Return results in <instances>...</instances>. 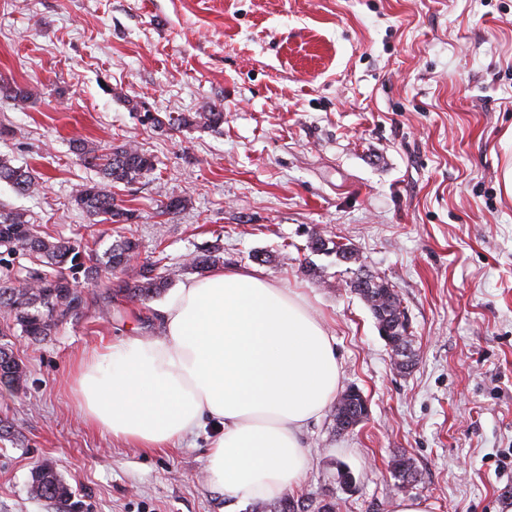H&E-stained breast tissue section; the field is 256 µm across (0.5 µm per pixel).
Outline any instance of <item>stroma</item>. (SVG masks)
Instances as JSON below:
<instances>
[{
  "instance_id": "obj_1",
  "label": "stroma",
  "mask_w": 512,
  "mask_h": 512,
  "mask_svg": "<svg viewBox=\"0 0 512 512\" xmlns=\"http://www.w3.org/2000/svg\"><path fill=\"white\" fill-rule=\"evenodd\" d=\"M1 80L34 97H0V155L42 186L20 195L1 182L0 202L104 251L114 225L74 202L101 175L73 144L136 142L155 168L114 192L134 213L141 262L174 288L201 247L241 267L263 251L266 276L325 321L341 384L361 390L369 416L344 433L329 410L307 426L312 466L291 497L392 512L402 491L388 462L404 452L430 512H512V0H0ZM212 107L220 128L168 123ZM171 198L185 208L160 214ZM315 233L351 244L393 286L410 370L393 366L348 264L308 250ZM102 290L84 286V305L45 340L13 339L25 381L0 385V512H55L29 493L44 464L72 512H225L205 434L127 448L82 421L76 360L162 334L161 298L107 305Z\"/></svg>"
}]
</instances>
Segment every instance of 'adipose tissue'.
I'll return each instance as SVG.
<instances>
[{
    "instance_id": "obj_1",
    "label": "adipose tissue",
    "mask_w": 512,
    "mask_h": 512,
    "mask_svg": "<svg viewBox=\"0 0 512 512\" xmlns=\"http://www.w3.org/2000/svg\"><path fill=\"white\" fill-rule=\"evenodd\" d=\"M160 338L128 336L73 367L86 424L136 448L209 431L210 486L230 504L274 500L310 467L303 432L336 398L330 335L303 293L254 267L183 281Z\"/></svg>"
}]
</instances>
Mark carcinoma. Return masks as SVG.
Wrapping results in <instances>:
<instances>
[{
	"instance_id": "cac0c4a2",
	"label": "carcinoma",
	"mask_w": 512,
	"mask_h": 512,
	"mask_svg": "<svg viewBox=\"0 0 512 512\" xmlns=\"http://www.w3.org/2000/svg\"><path fill=\"white\" fill-rule=\"evenodd\" d=\"M0 94L20 104L29 102L34 93L27 86L0 84ZM200 123L216 127L224 123L222 112H196L186 117L179 114L169 118L172 126L183 127ZM74 151L83 161L100 170L101 182L83 184L77 189L74 200L92 215L103 217L110 224H126L132 218L131 210L117 198L109 187L116 184L130 185L155 168L153 158L137 145L126 142L104 151L86 141L78 140ZM9 184L18 194L36 192L40 183L32 172L23 166H15L11 160L0 156V182ZM313 252H332L336 258L347 263L359 260L357 253L348 245L325 239L319 234L311 237ZM27 255L31 266L24 268L23 278L7 276L0 278V311L10 314L14 328L31 341H41L52 334L59 321L79 309L76 302L79 280L94 281L103 272L130 267V259L138 254V242L130 236H120L103 252L81 247L65 238L54 241L41 236L30 223L25 213L0 205V265L10 268L14 256ZM221 259L219 248L209 246L190 256L188 265L195 270H204ZM359 272L350 280L349 287L366 303L376 323H386V330L395 337L407 332V319L401 301L394 288L384 279L377 278L378 286L368 293L359 290ZM168 287V278L154 273L151 265L140 267L132 278H119L108 288L106 299L117 297L149 300L160 295ZM21 365L9 343H0V375L17 374ZM357 394L345 406L334 413L336 429L353 419ZM30 493L40 499L54 503L56 512H67L71 499L70 489L57 477L52 468L42 466L31 474ZM267 512H305L303 504L284 497L274 504L260 502Z\"/></svg>"
}]
</instances>
